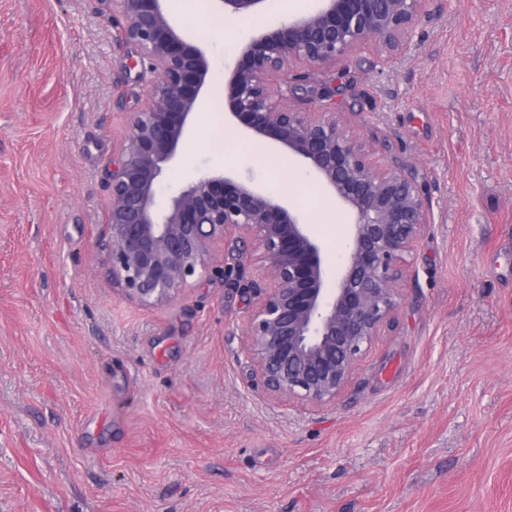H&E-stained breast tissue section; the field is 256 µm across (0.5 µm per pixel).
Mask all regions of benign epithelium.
<instances>
[{
  "label": "benign epithelium",
  "instance_id": "1",
  "mask_svg": "<svg viewBox=\"0 0 512 512\" xmlns=\"http://www.w3.org/2000/svg\"><path fill=\"white\" fill-rule=\"evenodd\" d=\"M164 2L98 0L100 13L123 20L120 41L153 75L148 103L133 113L112 160V278L130 299L155 307L213 275L215 246L243 270L260 249L248 281L252 382L274 402L334 403L363 348L394 321L406 256L430 223V202L417 174L373 161L336 113L302 112L290 100L307 68L365 46L400 51L427 0H319L311 13L254 31L224 80L228 128L293 154L346 208L351 222L337 262L300 214L230 170L205 174L159 204V177L200 118L210 71L201 37L174 22ZM218 2L253 16L265 0Z\"/></svg>",
  "mask_w": 512,
  "mask_h": 512
}]
</instances>
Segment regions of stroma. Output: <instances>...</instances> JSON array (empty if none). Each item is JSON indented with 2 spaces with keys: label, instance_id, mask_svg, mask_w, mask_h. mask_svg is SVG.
<instances>
[{
  "label": "stroma",
  "instance_id": "1",
  "mask_svg": "<svg viewBox=\"0 0 512 512\" xmlns=\"http://www.w3.org/2000/svg\"><path fill=\"white\" fill-rule=\"evenodd\" d=\"M195 0L223 85L256 23ZM405 48L310 69L306 112H333L379 163L416 171L431 222L394 323L336 403H268L250 385L253 293L239 273L146 308L112 278L108 179L150 76L94 0H0V512H512V0H429ZM196 131L160 200L231 167L298 178Z\"/></svg>",
  "mask_w": 512,
  "mask_h": 512
}]
</instances>
